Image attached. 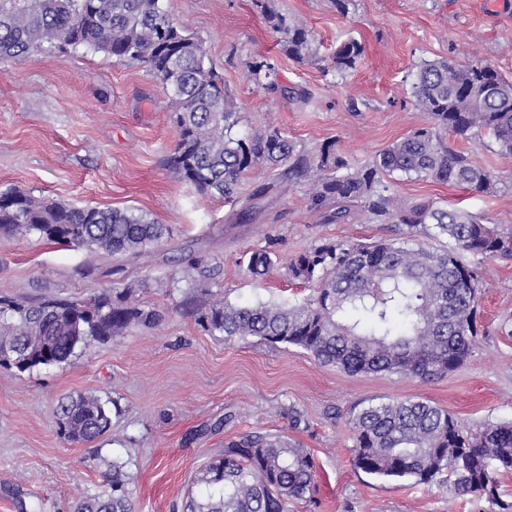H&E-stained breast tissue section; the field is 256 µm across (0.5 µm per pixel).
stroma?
<instances>
[{
  "label": "stroma",
  "instance_id": "stroma-1",
  "mask_svg": "<svg viewBox=\"0 0 512 512\" xmlns=\"http://www.w3.org/2000/svg\"><path fill=\"white\" fill-rule=\"evenodd\" d=\"M306 26L314 60L284 54L254 0H166L176 25L193 35L224 78L239 130L275 129L312 151L332 142L352 166L425 125L410 75L425 60L491 61L512 77V0H274ZM362 43L356 67L330 66L336 45ZM270 60L290 96L271 95L247 65ZM178 139L169 94L140 63L84 48L43 46L0 60V189L74 206L130 209L167 225L155 248L122 260L46 241L0 237V296L86 300L129 288L135 303L166 314L160 330L135 328L77 351L70 361L19 373L0 368V512L18 500L42 512H72L81 493L107 495L106 474L123 463L132 477L133 512H182L208 461L225 442L260 432L307 448L317 468L309 498L289 512H502L512 505V473L499 500L456 497L447 485L380 479L356 469L349 417L377 398L417 396L447 409L465 427L512 421V259L466 256L479 273L478 344L464 365L423 382L383 373L349 374L306 351L257 339L211 335L180 305L212 295L233 304L299 302L308 285L289 279L296 254L322 242L372 243L391 225L355 211L345 224L322 223L306 184L258 166L228 203L200 192L167 167ZM499 182L482 194L431 179L390 178L405 203L441 200L486 222L512 228V155L490 138H460ZM259 201L253 220L239 210ZM274 254L265 282L247 270L251 252ZM213 268L182 278L181 257ZM122 275H113V267ZM92 394L111 403L110 430L90 444L59 432L62 398ZM300 424H293V416Z\"/></svg>",
  "mask_w": 512,
  "mask_h": 512
}]
</instances>
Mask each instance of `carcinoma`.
Instances as JSON below:
<instances>
[{
  "label": "carcinoma",
  "instance_id": "carcinoma-1",
  "mask_svg": "<svg viewBox=\"0 0 512 512\" xmlns=\"http://www.w3.org/2000/svg\"><path fill=\"white\" fill-rule=\"evenodd\" d=\"M283 51L295 60L316 55L305 26L254 0ZM44 44L85 47L144 64L171 94L178 140L169 168L200 191L236 200V189L258 165H284L288 182H310V207L326 224H346L358 206L369 218L392 224L397 238L370 244L327 242L288 264L298 280L316 282L301 303L236 305L222 299L193 308L200 325L229 341L256 337L288 344L324 366L349 374L386 373L422 381L461 366L477 342L479 280L464 255L512 257V230L500 231L457 207L421 201L399 203L384 179L394 174L452 182L487 193L498 176L453 148L451 137L486 134L512 155V79L486 60L424 61L412 72L414 106L428 124L350 170L330 142L313 152L277 130L240 135L239 114L221 76L206 64L201 42L184 34L164 0H0V59ZM362 46L340 43L331 68L355 67ZM253 83L280 91L273 64H248ZM37 233L69 247L112 255H137L161 244L166 225L129 209L76 207L0 190V235ZM446 238L427 249L416 237ZM272 253L254 251L247 267L262 277ZM162 311L129 302L114 291L89 301L44 298L18 302L0 297V367L18 372L68 361L76 349L105 342L134 327L156 328ZM57 424L66 439L91 443L111 427L108 403L78 395L62 400ZM354 466L381 478L419 485L448 483L456 495L497 499V475L512 473V422L466 431L448 410L416 397L370 402L349 419ZM308 449L280 435L246 434L224 443V455L204 467L201 499L188 496L186 512H288L315 484ZM123 465L112 463V494L90 496L74 512H132Z\"/></svg>",
  "mask_w": 512,
  "mask_h": 512
}]
</instances>
